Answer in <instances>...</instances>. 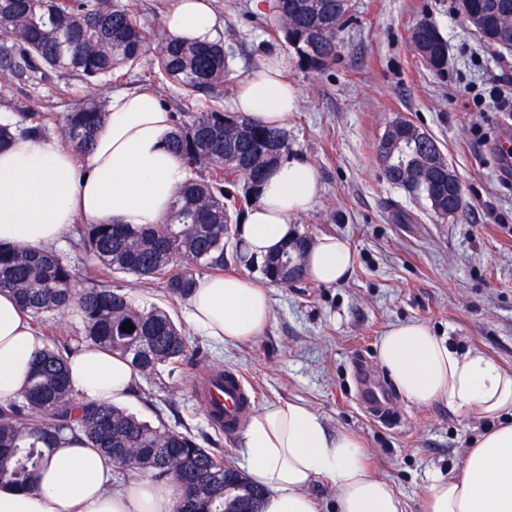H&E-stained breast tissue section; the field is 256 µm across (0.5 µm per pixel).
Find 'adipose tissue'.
Wrapping results in <instances>:
<instances>
[{
    "label": "adipose tissue",
    "mask_w": 512,
    "mask_h": 512,
    "mask_svg": "<svg viewBox=\"0 0 512 512\" xmlns=\"http://www.w3.org/2000/svg\"><path fill=\"white\" fill-rule=\"evenodd\" d=\"M175 37L211 42L220 25L211 0H175L165 17ZM299 91L275 59L261 62L237 87L234 113L283 129L298 108ZM173 117L158 95L113 91L93 148L77 156L58 142L15 136L0 150V243L50 249L83 224H157L185 180L186 164L167 148ZM318 192L315 168L286 156L267 175L239 227L247 260L262 263L295 234L294 219ZM344 238L324 235L304 256L311 281L335 286L353 270ZM191 325L213 341L232 344L262 332L271 315L265 289L236 275L205 276L187 299ZM43 347L32 315L12 291H0V406L25 392ZM379 360L410 404L443 402L482 421L456 475L431 479L427 512H512V371L482 350H460L418 320L389 326ZM77 403L128 401L137 375L108 348L79 347L67 363ZM241 467L263 491L260 512H319L308 487L329 481L336 512H404L385 480L373 477L361 443L330 432L305 404L278 402L254 414L246 429ZM120 467L81 435L64 433L32 487L0 485V512H173L180 496L171 480L144 474L121 480Z\"/></svg>",
    "instance_id": "ef3b65f1"
}]
</instances>
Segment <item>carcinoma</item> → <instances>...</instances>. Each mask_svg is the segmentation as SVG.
<instances>
[{"instance_id": "cac0c4a2", "label": "carcinoma", "mask_w": 512, "mask_h": 512, "mask_svg": "<svg viewBox=\"0 0 512 512\" xmlns=\"http://www.w3.org/2000/svg\"><path fill=\"white\" fill-rule=\"evenodd\" d=\"M352 7V0H280L274 20L299 61L321 70L336 59L339 34L353 20ZM461 10L484 44L512 46V0H461ZM151 36L126 0H0V73L10 84L49 83L66 74L96 85L138 63ZM410 41L441 58L434 70L445 68L448 46L432 23H417ZM157 51L162 75L197 102L195 110L174 116L170 141L185 159L186 180L161 223L85 224L77 229V246L104 275L157 279L167 294L185 300L202 271L224 269L228 253L239 260L238 250L227 247L236 240L250 199H258L266 172L288 153V134L245 115L228 116L219 106L231 76L223 40L198 44L165 33L157 38ZM38 107L35 102L20 121L0 124V149L17 132L46 134L42 123L21 125L38 114ZM105 109L104 100L90 96L64 116V143L74 154L90 149ZM414 128L409 122L393 132L384 174L445 219L464 207L461 185H448L435 141L415 135ZM227 184L241 190L233 193ZM308 246V237L296 234L259 266L263 278L280 285L293 268L295 281L302 280L301 258ZM0 289L14 292L37 320L73 310L82 323L80 335L44 345L28 391L0 410V481L29 486L57 436L69 431L110 455L131 454L136 468L156 479L179 477L191 495L180 496L174 512L255 506L260 488L224 465L222 451L204 447L190 432L162 420L153 425L114 405L87 403L73 413L67 355L81 344L110 348L145 378L190 359L186 333L166 309L141 307L117 289L78 291L67 256L29 246L0 247ZM127 321L134 326L130 333L122 331Z\"/></svg>"}]
</instances>
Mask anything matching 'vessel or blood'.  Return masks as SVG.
I'll return each instance as SVG.
<instances>
[{"instance_id": "vessel-or-blood-1", "label": "vessel or blood", "mask_w": 512, "mask_h": 512, "mask_svg": "<svg viewBox=\"0 0 512 512\" xmlns=\"http://www.w3.org/2000/svg\"><path fill=\"white\" fill-rule=\"evenodd\" d=\"M193 393L209 421L225 433L238 431L245 414L254 404V391L239 372L233 370H209L196 378ZM359 400L375 421L390 422L394 411L381 386L367 385Z\"/></svg>"}]
</instances>
